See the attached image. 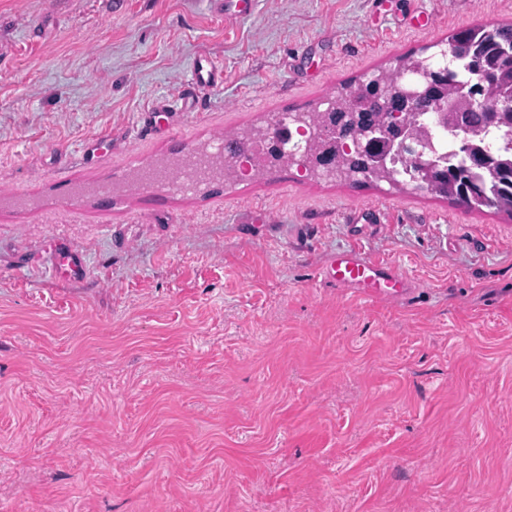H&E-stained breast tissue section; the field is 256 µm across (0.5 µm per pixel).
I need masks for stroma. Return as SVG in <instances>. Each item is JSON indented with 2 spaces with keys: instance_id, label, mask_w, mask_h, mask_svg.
I'll return each instance as SVG.
<instances>
[{
  "instance_id": "1",
  "label": "stroma",
  "mask_w": 512,
  "mask_h": 512,
  "mask_svg": "<svg viewBox=\"0 0 512 512\" xmlns=\"http://www.w3.org/2000/svg\"><path fill=\"white\" fill-rule=\"evenodd\" d=\"M112 2L0 0V512H512L511 217L297 166L127 182L512 0ZM353 247L410 299L323 283ZM193 81L198 88H209L224 82V70L209 58H199L193 66Z\"/></svg>"
}]
</instances>
